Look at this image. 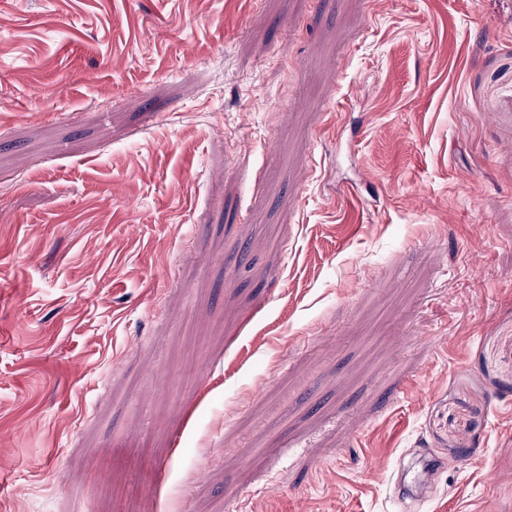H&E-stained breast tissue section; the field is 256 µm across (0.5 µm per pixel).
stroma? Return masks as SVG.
I'll return each instance as SVG.
<instances>
[{
    "label": "stroma",
    "mask_w": 512,
    "mask_h": 512,
    "mask_svg": "<svg viewBox=\"0 0 512 512\" xmlns=\"http://www.w3.org/2000/svg\"><path fill=\"white\" fill-rule=\"evenodd\" d=\"M0 512H512V0H0Z\"/></svg>",
    "instance_id": "stroma-1"
}]
</instances>
